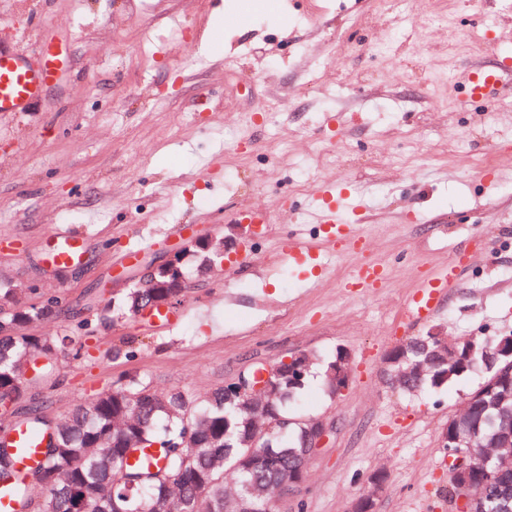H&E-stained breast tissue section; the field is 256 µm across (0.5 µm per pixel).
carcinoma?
<instances>
[{
    "mask_svg": "<svg viewBox=\"0 0 512 512\" xmlns=\"http://www.w3.org/2000/svg\"><path fill=\"white\" fill-rule=\"evenodd\" d=\"M224 235L187 243L175 260L155 268L146 285L125 289L99 321L113 325L137 316L150 303H171L187 288V259L206 275L221 265ZM19 289L0 287V398L16 401L24 385L57 370L59 341L26 334L63 307L57 297L18 305ZM498 336H457L424 332L396 347L387 357L393 385L413 395L449 385L470 372H484L474 344L494 349ZM316 358L295 356L272 376L264 400L253 404L234 384L191 398L182 391L160 392L138 374L100 392L59 420L41 412L11 413L13 424L47 434L44 463L25 474L8 441L0 443V487L14 492L17 512L35 503L32 486L43 489L38 512H233L236 500L251 512H267L276 485L296 475L306 457L308 419L288 416V407L306 385ZM349 373L342 352L326 367L324 388L336 396ZM455 434L479 431L482 444L496 438L512 420V383L495 388L467 411L458 410ZM159 448L148 464L132 462L144 448ZM476 455L469 482L481 486L480 498L456 512H512V447L499 448L486 462Z\"/></svg>",
    "mask_w": 512,
    "mask_h": 512,
    "instance_id": "obj_1",
    "label": "carcinoma"
}]
</instances>
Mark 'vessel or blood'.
Wrapping results in <instances>:
<instances>
[{"label": "vessel or blood", "mask_w": 512, "mask_h": 512, "mask_svg": "<svg viewBox=\"0 0 512 512\" xmlns=\"http://www.w3.org/2000/svg\"><path fill=\"white\" fill-rule=\"evenodd\" d=\"M52 76L51 70H32L21 58L0 50V112L22 111L38 96ZM461 85L467 100L474 103L489 102L504 90L512 88V62L504 60L494 66H469L462 73ZM321 198L326 242L356 253L366 251V240L358 236L352 225L346 224L343 219L348 209L346 189L326 187ZM56 238L59 245L53 256L54 262L73 263L78 257V239L68 232L57 233ZM458 267V261H451L438 276L423 281L420 291L407 303L409 318L425 319L434 312L449 282L455 279ZM383 278L384 270L381 266L366 262L355 268L352 283L358 288H374ZM7 435L17 451L20 470L25 471L42 464L41 450L46 444L44 437L22 427L8 429Z\"/></svg>", "instance_id": "vessel-or-blood-1"}]
</instances>
